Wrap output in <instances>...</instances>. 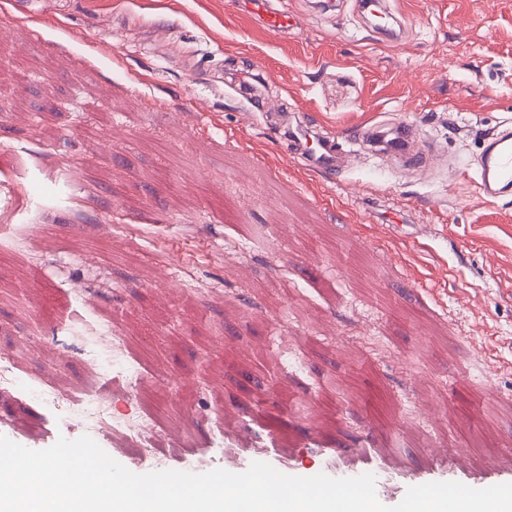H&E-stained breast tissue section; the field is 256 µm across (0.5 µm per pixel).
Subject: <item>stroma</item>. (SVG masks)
<instances>
[{"label":"stroma","mask_w":512,"mask_h":512,"mask_svg":"<svg viewBox=\"0 0 512 512\" xmlns=\"http://www.w3.org/2000/svg\"><path fill=\"white\" fill-rule=\"evenodd\" d=\"M388 4L393 41L355 0H272L284 34L240 0H0V227H35L30 247L0 246V358L85 387L81 285L145 369L135 387L112 373L113 413H160L154 457L98 438L130 471H210L229 452L374 475L398 448L386 506L432 482L512 483V427L480 416L512 403V194L482 197L476 175L512 127V0ZM302 120L344 142L406 122L428 161L363 146L343 172L312 170L285 136ZM273 286L301 319L276 323ZM84 434L0 387V436Z\"/></svg>","instance_id":"1"}]
</instances>
